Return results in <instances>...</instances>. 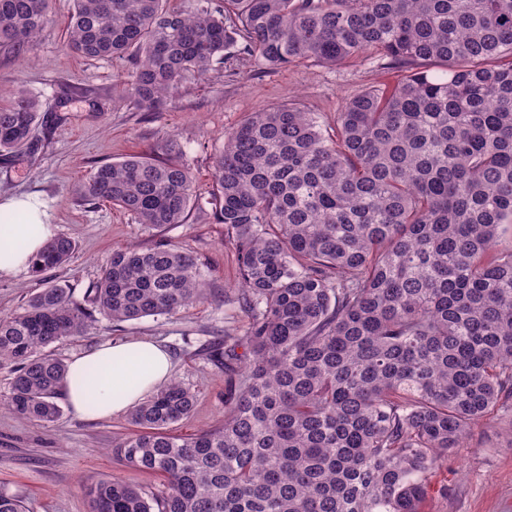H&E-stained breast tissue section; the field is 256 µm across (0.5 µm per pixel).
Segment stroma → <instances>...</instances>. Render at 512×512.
<instances>
[{
  "mask_svg": "<svg viewBox=\"0 0 512 512\" xmlns=\"http://www.w3.org/2000/svg\"><path fill=\"white\" fill-rule=\"evenodd\" d=\"M68 16L67 0H56L54 21L33 58L0 51V105L25 92L55 124L50 131L38 128L36 158L0 157V195L37 194L58 233L76 241L73 258L52 276L72 285L80 304L114 248L154 241L152 231L132 215L107 202L80 200L76 189L96 166L137 153L160 155L161 145L174 138L184 147L197 193L206 196L213 190L210 157L225 131L247 114L295 103L327 122L350 97L398 76L397 70L364 58L336 66L310 60L266 72L223 67L204 79L188 78L163 109L144 112L117 103L112 91L115 76L128 69L125 62L86 60L64 49ZM164 236L196 257L205 273L207 301L137 321L100 317L83 335L55 344L53 352L68 362L109 339L161 343L172 357L173 379L197 398L193 413L172 428L187 437L224 422L227 379L206 347L242 321L235 303L237 265L224 243L223 225L211 215L192 213L187 223L166 229ZM132 429L126 412L90 418L66 407L57 420L43 424L0 408V489L23 498L33 512H88L84 486L108 477L159 490L158 479L122 466L112 452ZM432 484L447 485L448 494L433 495L427 512H512V420L476 424L465 446L449 453Z\"/></svg>",
  "mask_w": 512,
  "mask_h": 512,
  "instance_id": "stroma-1",
  "label": "stroma"
}]
</instances>
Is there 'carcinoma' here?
<instances>
[{
    "mask_svg": "<svg viewBox=\"0 0 512 512\" xmlns=\"http://www.w3.org/2000/svg\"><path fill=\"white\" fill-rule=\"evenodd\" d=\"M70 3L65 48L128 63L116 92L148 112L231 60L369 56L403 73L328 124L294 106L250 113L213 153L208 199L175 140L164 160L132 155L78 186L156 232L211 208L244 317L208 351L230 377L224 426L171 433L196 396L159 387L114 453L162 490L100 479L89 512H424L448 453L476 423L512 416V248H498L512 229V0ZM52 22L53 0H0V47L30 54ZM39 119L23 92L0 107V156L36 154ZM75 249L48 242L31 265L44 287L0 316L13 371L0 404L31 422L61 414L68 364L53 344L98 314L128 322L207 299L196 259L160 239L112 251L81 306L47 277ZM0 512L31 510L0 491Z\"/></svg>",
    "mask_w": 512,
    "mask_h": 512,
    "instance_id": "1",
    "label": "carcinoma"
}]
</instances>
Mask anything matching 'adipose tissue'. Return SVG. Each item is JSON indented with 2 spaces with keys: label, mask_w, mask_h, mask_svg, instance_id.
I'll return each mask as SVG.
<instances>
[{
  "label": "adipose tissue",
  "mask_w": 512,
  "mask_h": 512,
  "mask_svg": "<svg viewBox=\"0 0 512 512\" xmlns=\"http://www.w3.org/2000/svg\"><path fill=\"white\" fill-rule=\"evenodd\" d=\"M44 205L27 195H0V278L29 268L56 234ZM172 359L160 345L143 340L104 342L74 358L63 394L78 414L108 418L137 405L172 375Z\"/></svg>",
  "instance_id": "ef3b65f1"
}]
</instances>
